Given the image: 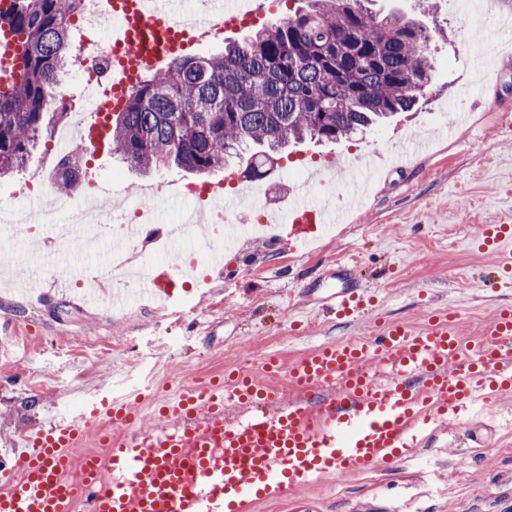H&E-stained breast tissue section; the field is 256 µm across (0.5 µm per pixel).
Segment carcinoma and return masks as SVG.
Segmentation results:
<instances>
[{
	"label": "carcinoma",
	"instance_id": "cac0c4a2",
	"mask_svg": "<svg viewBox=\"0 0 512 512\" xmlns=\"http://www.w3.org/2000/svg\"><path fill=\"white\" fill-rule=\"evenodd\" d=\"M279 24L186 57L131 86L112 123L111 152L144 172L174 164L206 174L233 158L257 171L292 144L349 139L410 109L430 80L429 35L371 0H305ZM84 0H17L0 16L17 37L20 69L0 90V175L22 168L40 134L67 115L51 110L74 59L71 19ZM65 161L57 190H74Z\"/></svg>",
	"mask_w": 512,
	"mask_h": 512
}]
</instances>
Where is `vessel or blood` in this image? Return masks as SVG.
I'll use <instances>...</instances> for the list:
<instances>
[{
  "mask_svg": "<svg viewBox=\"0 0 512 512\" xmlns=\"http://www.w3.org/2000/svg\"><path fill=\"white\" fill-rule=\"evenodd\" d=\"M111 5L113 30L123 36L125 73L151 74L183 57L191 35L173 22L179 0ZM203 7L221 22L263 14L266 0H204ZM309 213L322 224L347 221L346 211L303 197L276 221L291 224ZM476 237L495 249L501 269L511 274L512 226L480 224ZM348 271V264L337 263L335 285L316 300L322 313L355 318L372 304L365 288L348 283ZM371 356L389 368L386 382L366 370ZM287 378L296 399L238 371L192 384L162 408L167 426L149 432L134 430L133 405L89 398L72 420L23 432L24 451L0 463V512H70L77 499L86 512H239L246 498L410 453L413 428L480 403L494 405L512 390V306L497 309L472 342L463 341L448 312L424 325L381 327L372 341L321 345L291 364ZM315 387L328 390L325 401L308 399ZM230 404L248 407L249 415L225 420ZM104 419L124 429L108 437L107 458H73L86 430Z\"/></svg>",
  "mask_w": 512,
  "mask_h": 512,
  "instance_id": "b4317fda",
  "label": "vessel or blood"
}]
</instances>
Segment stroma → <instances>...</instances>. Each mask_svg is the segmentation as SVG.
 I'll return each mask as SVG.
<instances>
[{
    "label": "stroma",
    "instance_id": "obj_1",
    "mask_svg": "<svg viewBox=\"0 0 512 512\" xmlns=\"http://www.w3.org/2000/svg\"><path fill=\"white\" fill-rule=\"evenodd\" d=\"M468 2L372 0L375 13L396 11L429 31L433 72L424 95L411 111L350 139L286 149L269 179L287 195L298 178L290 162L349 150L362 166L398 149L412 128H424L433 146L410 170L381 168L349 223L319 226L315 240L239 234L220 272L184 240L176 251L195 252L206 284L178 291L168 309L137 298L110 312L78 288H53L57 277L103 264L110 240L94 251L79 241L53 249L0 232V253L22 257L12 279L32 286L0 289V336L19 338L13 363L28 379L16 390L0 387V446L18 428L70 419L93 395L137 404L142 429L153 430L164 426L159 409L174 390L241 367L292 399L285 376L265 374L266 356L287 366L320 344L366 339L386 322L418 326L442 310L455 313L460 336L470 339L496 308L512 305L495 256L472 241L476 225H512V57L490 71L468 64L487 45L511 42L512 30L499 25L498 9L477 16ZM490 98L498 109L486 108ZM48 141L41 135L25 167L0 178V208L21 207L19 188L34 175L53 193ZM93 169L99 190L112 193L200 180L174 166L145 174L107 152ZM342 258L356 260L361 284L380 289L353 321L316 315L307 294ZM243 512H512V396L427 429L408 456L249 500Z\"/></svg>",
    "mask_w": 512,
    "mask_h": 512
}]
</instances>
